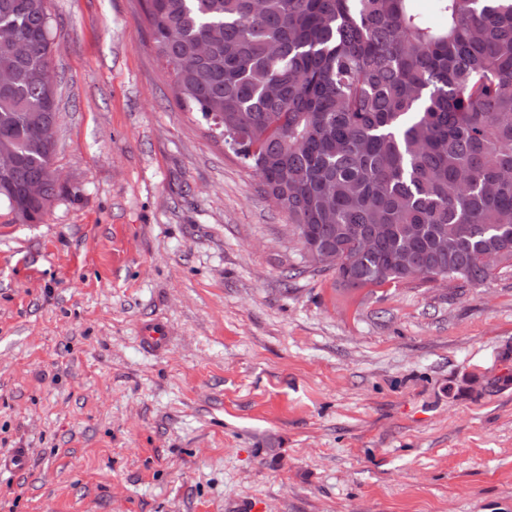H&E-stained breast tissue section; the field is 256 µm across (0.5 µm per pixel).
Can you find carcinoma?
<instances>
[{"label":"carcinoma","mask_w":512,"mask_h":512,"mask_svg":"<svg viewBox=\"0 0 512 512\" xmlns=\"http://www.w3.org/2000/svg\"><path fill=\"white\" fill-rule=\"evenodd\" d=\"M179 100L215 127L347 288L414 267L483 284L512 261V0H145ZM32 34L21 52L15 35ZM48 0H0V153L22 183L54 161ZM375 231L371 253L360 238Z\"/></svg>","instance_id":"carcinoma-1"}]
</instances>
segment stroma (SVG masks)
<instances>
[{"label": "stroma", "instance_id": "35a3bbf8", "mask_svg": "<svg viewBox=\"0 0 512 512\" xmlns=\"http://www.w3.org/2000/svg\"><path fill=\"white\" fill-rule=\"evenodd\" d=\"M49 3L66 188L0 223V512H512V267L344 288L139 0ZM141 342L143 346L152 352L161 350L167 340V330L162 324L147 325L142 329Z\"/></svg>", "mask_w": 512, "mask_h": 512}]
</instances>
